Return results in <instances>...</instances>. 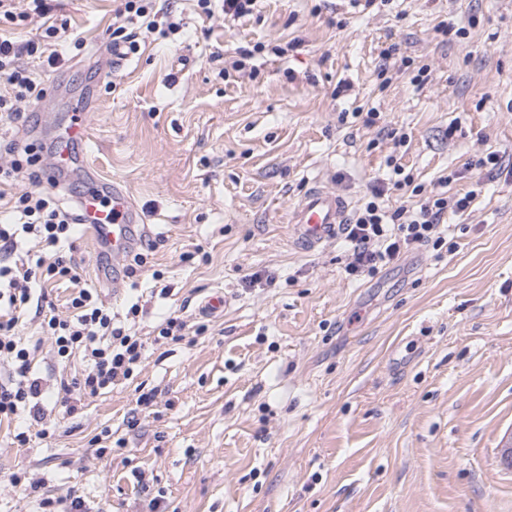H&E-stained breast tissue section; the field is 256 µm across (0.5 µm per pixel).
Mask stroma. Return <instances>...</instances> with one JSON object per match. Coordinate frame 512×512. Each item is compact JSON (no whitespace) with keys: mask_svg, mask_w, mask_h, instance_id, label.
<instances>
[{"mask_svg":"<svg viewBox=\"0 0 512 512\" xmlns=\"http://www.w3.org/2000/svg\"><path fill=\"white\" fill-rule=\"evenodd\" d=\"M157 3L183 31L142 34L123 66L100 70L114 0H58L51 20L71 47L54 67L24 57L47 95L0 120V141L27 131L37 146L82 113L92 163L126 185L156 244L135 276L117 265L116 289L77 240L81 280L53 284L57 312L79 285L119 321L139 304L146 358L132 381L53 413L48 438L21 447L0 424V512L66 496L89 512H150L158 495L166 512H512L498 455L512 441V175L448 217L452 251L422 247L369 276L347 275L346 239L304 253L287 223L315 182L357 206L392 154L428 196L448 170L512 151V0H258L233 23L200 18L195 0ZM293 39L229 84L212 57ZM394 43L411 65L385 85ZM341 81L351 95L334 96ZM215 289L232 303L202 317ZM174 310L203 333L154 343ZM139 384L158 389L152 406L137 408ZM104 431L100 454L90 440Z\"/></svg>","mask_w":512,"mask_h":512,"instance_id":"1","label":"stroma"}]
</instances>
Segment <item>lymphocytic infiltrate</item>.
Returning <instances> with one entry per match:
<instances>
[{
	"label": "lymphocytic infiltrate",
	"mask_w": 512,
	"mask_h": 512,
	"mask_svg": "<svg viewBox=\"0 0 512 512\" xmlns=\"http://www.w3.org/2000/svg\"><path fill=\"white\" fill-rule=\"evenodd\" d=\"M153 0H119L112 16V44L137 53L138 21L147 30H155ZM59 31L47 26L40 40L17 43L0 36V114L19 119L20 109L42 101L46 91L38 77L21 63L23 55L46 52L47 64H56L60 54L55 47ZM4 162L0 163V185L9 184L20 175L37 180L35 167L40 155L22 141L0 145ZM396 191H408L416 204L386 210L384 199ZM479 189L453 195L437 193L422 197L400 163H393L389 178L373 184L368 195L352 212L345 227L351 245L346 272L351 276L373 273L400 256L423 246L440 247L446 239L441 222L448 214L466 213L479 196ZM12 218L0 224V365L9 373L0 380V421H20L25 425L16 440L29 441L28 428L38 427L47 436L44 421L48 413L61 409L74 413L78 397H94L112 385L133 377L141 366L146 343L124 324L115 322L112 310L101 299L97 289L78 288L70 300L72 312L57 313L49 297V285L65 279L77 282L78 274L65 252L73 248L77 211L65 206L54 193L25 191L6 203ZM36 250H29V243ZM40 320L39 337L23 335L27 311ZM50 338L56 357L69 361L82 354L85 366L71 379H60L56 389H49L35 370L36 357L43 338Z\"/></svg>",
	"instance_id": "lymphocytic-infiltrate-1"
}]
</instances>
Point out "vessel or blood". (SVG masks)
Here are the masks:
<instances>
[{
    "label": "vessel or blood",
    "instance_id": "1",
    "mask_svg": "<svg viewBox=\"0 0 512 512\" xmlns=\"http://www.w3.org/2000/svg\"><path fill=\"white\" fill-rule=\"evenodd\" d=\"M63 148L50 171V182H58L61 171L74 167L85 175V187L76 198L78 222L94 249H109L119 259L132 252L138 241L136 228L145 224V216L120 182L101 177L89 160L88 128L73 121L60 131ZM348 218L347 200L321 186L311 187L290 209L289 233L293 245L305 252L339 239Z\"/></svg>",
    "mask_w": 512,
    "mask_h": 512
}]
</instances>
